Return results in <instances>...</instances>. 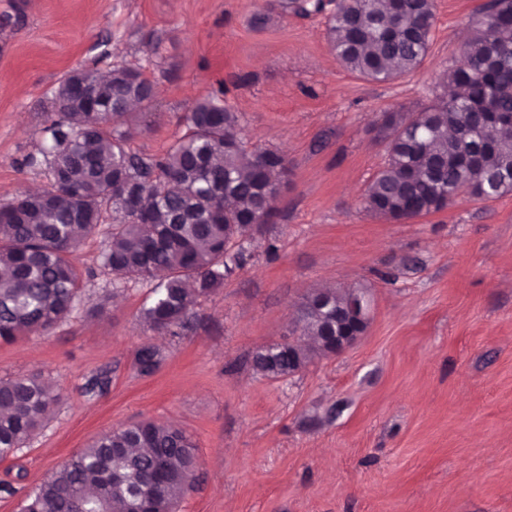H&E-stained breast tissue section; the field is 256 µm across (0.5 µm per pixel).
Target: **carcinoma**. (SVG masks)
Listing matches in <instances>:
<instances>
[{"mask_svg":"<svg viewBox=\"0 0 512 512\" xmlns=\"http://www.w3.org/2000/svg\"><path fill=\"white\" fill-rule=\"evenodd\" d=\"M286 11L311 15L321 0H288ZM435 25L434 0H337L327 21L332 51L346 68L375 82L416 70ZM466 63L448 71L443 93L421 111L383 116L379 136L387 159L370 181L365 208L401 221L437 213L461 194L488 200L512 193V0H487L477 11ZM44 113L49 145L22 165L46 163L50 178L40 192H20L0 206V340L48 334L80 302L77 265L84 241L101 234V267L112 290L153 283L140 318L152 331L176 335L190 327L195 308L224 285V277L252 257L262 214L286 175L278 150H249L236 137L239 117L214 97L184 115L186 130L160 155L130 148L138 119L130 104L150 102L153 82L140 69L112 66L102 86L112 111L77 109L62 95ZM342 303L347 294H323ZM308 295L297 324L315 338L336 326V310L313 312ZM311 356L301 348L252 359L267 377H287ZM164 359L151 344L134 355L136 372L153 375ZM60 399L37 375L0 380V459L20 451ZM114 448H127L129 484L153 499L155 512H175L194 481V444L182 430L143 420L100 434L66 458L38 487L22 494L20 512H136L125 489L107 473ZM166 469L154 481V459Z\"/></svg>","mask_w":512,"mask_h":512,"instance_id":"1","label":"carcinoma"}]
</instances>
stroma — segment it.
Segmentation results:
<instances>
[{
    "mask_svg": "<svg viewBox=\"0 0 512 512\" xmlns=\"http://www.w3.org/2000/svg\"><path fill=\"white\" fill-rule=\"evenodd\" d=\"M483 2L435 0L423 63L375 83L330 48L336 0L308 17L280 0H0V205L45 181L46 166L20 162L53 91L82 68L122 64L153 81L135 151L163 153L194 104L218 95L247 147L288 160L274 223L182 335L140 323L146 282L88 315L112 284L99 238L82 245L94 276L78 309L49 334L0 342V379L37 374L61 391L0 460V483L32 490L103 431L150 419L195 444L177 512H512V193L404 221L362 203L386 161L373 127L430 102ZM318 288L363 290L364 333L291 376L256 373L257 350L299 339L297 310ZM145 343L165 353L149 377L133 369ZM100 374L107 388L89 391Z\"/></svg>",
    "mask_w": 512,
    "mask_h": 512,
    "instance_id": "obj_1",
    "label": "stroma"
}]
</instances>
